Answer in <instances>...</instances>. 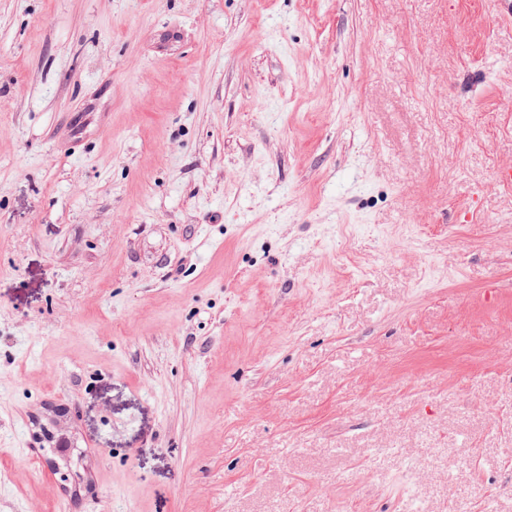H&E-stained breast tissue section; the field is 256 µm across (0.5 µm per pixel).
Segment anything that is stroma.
<instances>
[{
	"label": "stroma",
	"mask_w": 512,
	"mask_h": 512,
	"mask_svg": "<svg viewBox=\"0 0 512 512\" xmlns=\"http://www.w3.org/2000/svg\"><path fill=\"white\" fill-rule=\"evenodd\" d=\"M506 165L495 0H0V512H512Z\"/></svg>",
	"instance_id": "stroma-1"
}]
</instances>
